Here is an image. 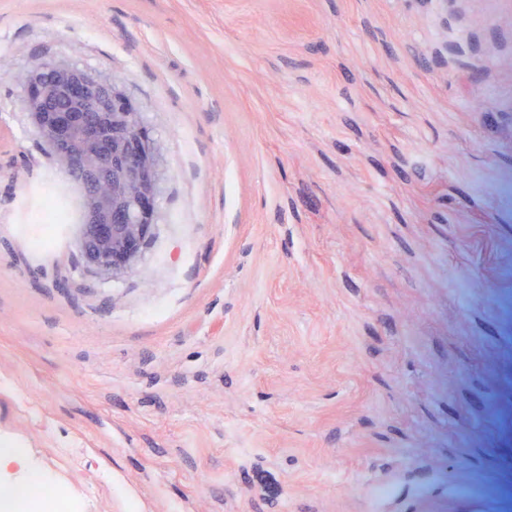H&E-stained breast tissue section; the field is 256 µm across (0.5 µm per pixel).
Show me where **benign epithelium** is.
<instances>
[{
  "label": "benign epithelium",
  "instance_id": "benign-epithelium-1",
  "mask_svg": "<svg viewBox=\"0 0 512 512\" xmlns=\"http://www.w3.org/2000/svg\"><path fill=\"white\" fill-rule=\"evenodd\" d=\"M35 135L80 186L83 265L118 276L134 268L158 225L156 140L119 84L55 60L20 74Z\"/></svg>",
  "mask_w": 512,
  "mask_h": 512
}]
</instances>
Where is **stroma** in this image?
<instances>
[{
    "instance_id": "obj_1",
    "label": "stroma",
    "mask_w": 512,
    "mask_h": 512,
    "mask_svg": "<svg viewBox=\"0 0 512 512\" xmlns=\"http://www.w3.org/2000/svg\"><path fill=\"white\" fill-rule=\"evenodd\" d=\"M52 60L158 144L115 277ZM0 68V447L73 512H512V0H0ZM35 135L81 188L83 265L118 276L134 268L158 225L156 140L119 84L55 60L20 74ZM59 102L66 103L62 107ZM112 125V135L106 133Z\"/></svg>"
}]
</instances>
